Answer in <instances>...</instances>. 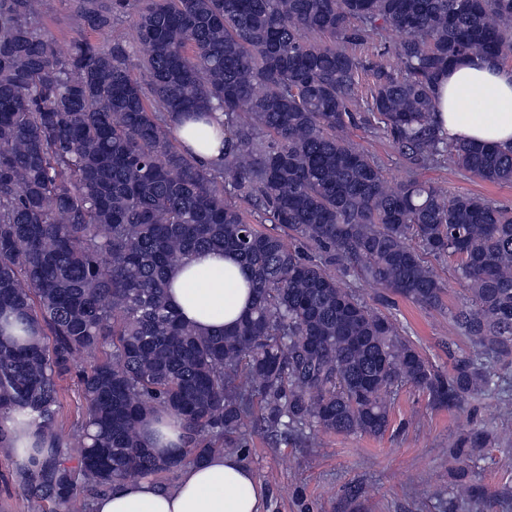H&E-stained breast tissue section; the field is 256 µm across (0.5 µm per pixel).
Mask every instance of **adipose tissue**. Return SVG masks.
Wrapping results in <instances>:
<instances>
[{
	"label": "adipose tissue",
	"instance_id": "1",
	"mask_svg": "<svg viewBox=\"0 0 512 512\" xmlns=\"http://www.w3.org/2000/svg\"><path fill=\"white\" fill-rule=\"evenodd\" d=\"M435 118L449 140L512 147V69L475 57L449 67L436 84ZM171 306L207 334L222 333L252 307L248 273L234 254L196 251L169 276ZM144 447L171 457L182 453L181 424L167 413L146 418ZM265 491L239 456L216 453L184 465L172 488L152 480L115 483L93 504L95 512H263Z\"/></svg>",
	"mask_w": 512,
	"mask_h": 512
}]
</instances>
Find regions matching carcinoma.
Listing matches in <instances>:
<instances>
[{"mask_svg":"<svg viewBox=\"0 0 512 512\" xmlns=\"http://www.w3.org/2000/svg\"><path fill=\"white\" fill-rule=\"evenodd\" d=\"M55 2L0 0V447L6 418L36 425L15 452L28 512L81 493L91 512L116 481L243 447L249 426L379 436L400 387L453 408L512 364V211L420 178L512 184V149L450 142L433 117L452 62L512 58V0H69L65 52L40 24ZM387 30L405 34L397 70L354 52ZM217 108L224 128L198 140L222 158L204 165L172 129ZM358 112L406 164L393 187L347 135ZM201 249L235 254L253 288L217 335L168 303L169 272ZM431 257L468 286L448 317L470 352L446 374L356 291L440 307ZM64 375L86 403L66 441ZM161 410L182 424L178 458L141 446Z\"/></svg>","mask_w":512,"mask_h":512,"instance_id":"carcinoma-1","label":"carcinoma"}]
</instances>
